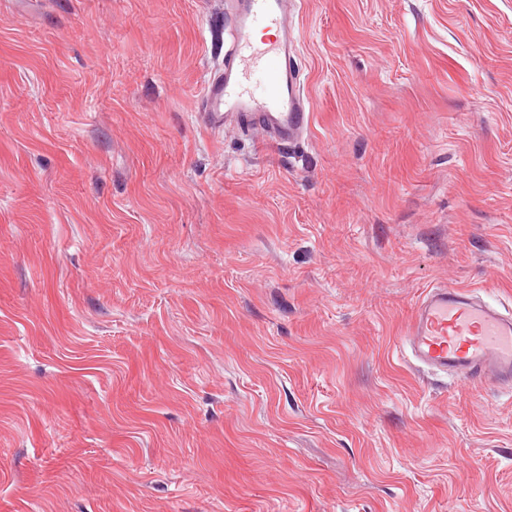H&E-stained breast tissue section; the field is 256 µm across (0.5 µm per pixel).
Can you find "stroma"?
<instances>
[{"label":"stroma","instance_id":"obj_1","mask_svg":"<svg viewBox=\"0 0 512 512\" xmlns=\"http://www.w3.org/2000/svg\"><path fill=\"white\" fill-rule=\"evenodd\" d=\"M311 127H208L226 0H0V512H512V0H302ZM403 340L419 367L512 383V313L480 301L473 290L430 288Z\"/></svg>","mask_w":512,"mask_h":512}]
</instances>
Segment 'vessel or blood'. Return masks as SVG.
I'll return each instance as SVG.
<instances>
[{
    "label": "vessel or blood",
    "instance_id": "1",
    "mask_svg": "<svg viewBox=\"0 0 512 512\" xmlns=\"http://www.w3.org/2000/svg\"><path fill=\"white\" fill-rule=\"evenodd\" d=\"M234 28L224 67L204 83L205 122L223 127L235 118L260 127L267 143L282 146L301 137L310 114L295 69L289 23L295 0H233ZM404 342L419 367L460 379L512 383V313L478 299L470 289L435 286L420 301Z\"/></svg>",
    "mask_w": 512,
    "mask_h": 512
}]
</instances>
